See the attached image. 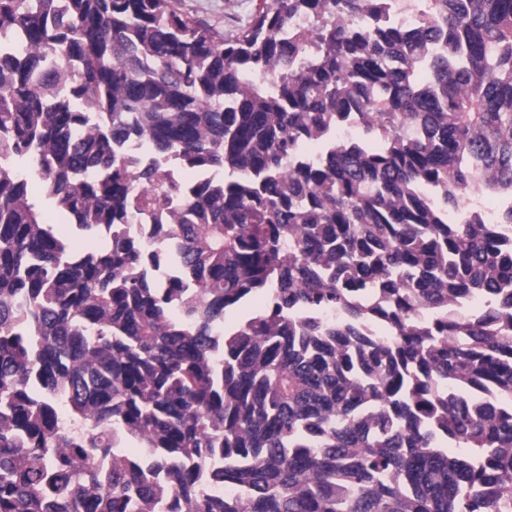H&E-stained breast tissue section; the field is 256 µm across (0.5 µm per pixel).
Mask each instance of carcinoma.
<instances>
[{
    "label": "carcinoma",
    "mask_w": 512,
    "mask_h": 512,
    "mask_svg": "<svg viewBox=\"0 0 512 512\" xmlns=\"http://www.w3.org/2000/svg\"><path fill=\"white\" fill-rule=\"evenodd\" d=\"M420 3L0 0V512H512V0ZM260 0H182L185 12L202 19L232 39L255 17Z\"/></svg>",
    "instance_id": "obj_1"
}]
</instances>
